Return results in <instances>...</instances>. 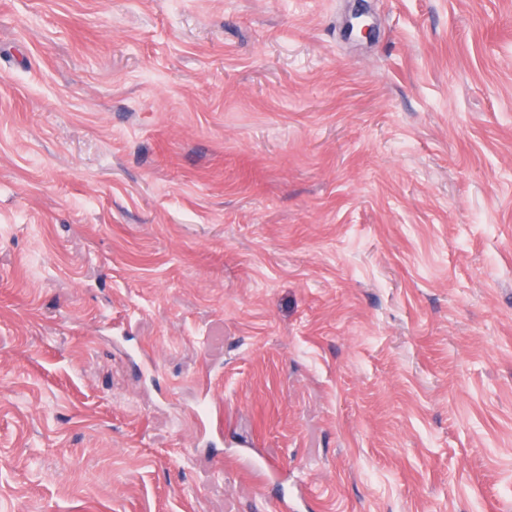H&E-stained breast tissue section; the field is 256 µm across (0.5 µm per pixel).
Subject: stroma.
Returning <instances> with one entry per match:
<instances>
[{
	"instance_id": "35a3bbf8",
	"label": "stroma",
	"mask_w": 512,
	"mask_h": 512,
	"mask_svg": "<svg viewBox=\"0 0 512 512\" xmlns=\"http://www.w3.org/2000/svg\"><path fill=\"white\" fill-rule=\"evenodd\" d=\"M284 494L512 512V0H0V512Z\"/></svg>"
}]
</instances>
